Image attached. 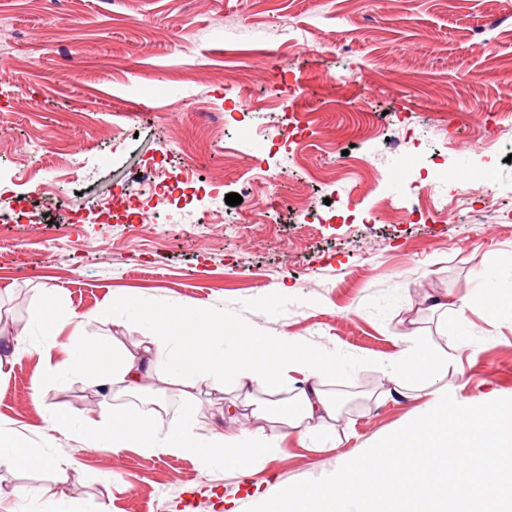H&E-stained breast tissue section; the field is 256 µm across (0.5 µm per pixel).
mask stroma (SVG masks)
I'll use <instances>...</instances> for the list:
<instances>
[{"label": "stroma", "mask_w": 512, "mask_h": 512, "mask_svg": "<svg viewBox=\"0 0 512 512\" xmlns=\"http://www.w3.org/2000/svg\"><path fill=\"white\" fill-rule=\"evenodd\" d=\"M242 98L256 110L234 111ZM344 152L362 161L353 173ZM408 166L456 223L399 220ZM261 168L276 186L255 182ZM188 171L201 200L166 209L141 192ZM18 196L31 219L0 221V348L45 288L88 334L133 347L144 326L105 308L127 291L367 364L327 385L338 441L292 432L270 461L210 472L190 455L88 454L47 430L45 408L95 418L115 396L52 380L36 406L44 363L23 352L0 420L64 467L0 468V512H27L15 491L38 486L90 510L246 512L326 476L426 402L375 399L397 333L448 358L440 382L458 403L512 398V0H0V201ZM489 293L504 299L494 316ZM183 391L149 378L123 403L173 414ZM197 394L207 421L259 427L225 413L232 388Z\"/></svg>", "instance_id": "obj_1"}]
</instances>
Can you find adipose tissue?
<instances>
[{"instance_id": "ef3b65f1", "label": "adipose tissue", "mask_w": 512, "mask_h": 512, "mask_svg": "<svg viewBox=\"0 0 512 512\" xmlns=\"http://www.w3.org/2000/svg\"><path fill=\"white\" fill-rule=\"evenodd\" d=\"M56 302L53 290H43L27 326L17 332L10 347L14 353L33 350L41 355L45 373L33 378L34 394H41L49 378L82 380L99 387L118 385L131 395L143 390L150 375L163 381L215 385L229 378L241 388L264 393L255 415L300 431L303 438L323 431L324 420L336 415V401L323 388L324 377L336 369L335 357L294 337L252 335L242 326L224 324L221 314L205 303L173 304L159 312L142 306L134 296L115 294L108 308L127 313L146 327L138 349L108 346L79 329L62 346L66 356L59 360L55 332L63 322L47 316ZM228 336L237 342L234 349L224 347ZM46 424L50 431L67 434L84 448L107 447L116 452L135 448L149 456L192 454L208 468L251 467L277 456L283 442L279 436L228 433L219 426L204 434L194 414L170 418L156 409L131 414L120 404L104 410L97 420L52 409ZM53 463L14 426L0 422V466L40 469Z\"/></svg>"}]
</instances>
